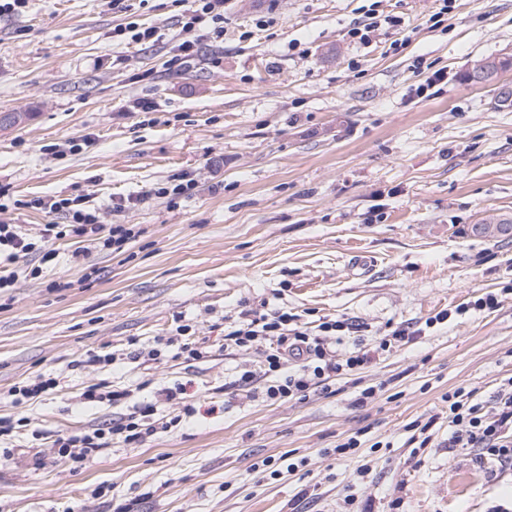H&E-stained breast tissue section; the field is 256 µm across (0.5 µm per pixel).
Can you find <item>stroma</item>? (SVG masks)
Masks as SVG:
<instances>
[{
  "label": "stroma",
  "instance_id": "stroma-1",
  "mask_svg": "<svg viewBox=\"0 0 512 512\" xmlns=\"http://www.w3.org/2000/svg\"><path fill=\"white\" fill-rule=\"evenodd\" d=\"M365 4L226 0L223 41L199 38L183 63L172 60L174 0H129L122 15L107 0H30L0 17V113L31 115L0 129V222L36 237L63 217L29 200L85 196L104 225L135 232L120 252L56 240L53 261L19 258L14 287L0 289V417L16 422L0 437L14 451L0 461V512L512 506V465L449 447L446 419L448 393L472 390L489 409L512 378V235L473 232L512 222V100L498 99L512 70L468 78L475 61L512 48V0H456L437 28V0H382L398 25L359 44L348 31ZM125 20L155 27L156 41L114 38ZM437 70L447 82L416 96ZM135 98L155 102L151 118L127 114ZM185 172L188 195H152ZM487 293L497 306L473 309ZM247 307L313 328L358 324L368 346L397 328L412 338L304 399L230 400V383L267 354L224 344ZM181 325L207 358L132 359ZM92 351L116 360L80 368ZM40 374L59 387L17 403L15 387ZM103 383L130 395L84 404ZM176 384L195 411L161 405L181 418L170 432L113 443L76 470L33 466L58 435ZM432 417L431 444L414 448L410 423ZM354 435L360 448L336 454Z\"/></svg>",
  "mask_w": 512,
  "mask_h": 512
}]
</instances>
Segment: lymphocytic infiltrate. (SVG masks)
Instances as JSON below:
<instances>
[{
	"label": "lymphocytic infiltrate",
	"mask_w": 512,
	"mask_h": 512,
	"mask_svg": "<svg viewBox=\"0 0 512 512\" xmlns=\"http://www.w3.org/2000/svg\"><path fill=\"white\" fill-rule=\"evenodd\" d=\"M182 37L177 46L179 59L196 52L198 36L218 42L224 38V0H191L181 20ZM32 207L66 218L62 224L45 225L39 239L21 234L16 225L0 224V260L38 254L42 262L51 261L54 252L48 241L71 237L82 242H95L105 249L120 250L133 238L132 229L118 224L104 227L98 208L85 197H52L32 200ZM354 324L329 320L310 329L298 315L285 311L259 314L251 309L240 312L238 321L224 335L228 346L249 350L268 346L269 352L261 372L244 371L235 385L243 398L263 397L271 402L305 397L310 390L325 387L327 381L352 372L372 360L373 350L356 346L340 354L329 338L342 331H354ZM182 390L167 387L158 390L147 404L135 405L125 417L97 427L58 436L52 443L53 458L68 460L73 467L85 465L113 441L137 445L148 437L168 432L179 422L178 417L157 415L156 406L177 399ZM448 445L452 448H478L500 461L512 462V389L499 392L493 410L474 401L471 393L457 389L448 396Z\"/></svg>",
	"instance_id": "f902f5d3"
}]
</instances>
